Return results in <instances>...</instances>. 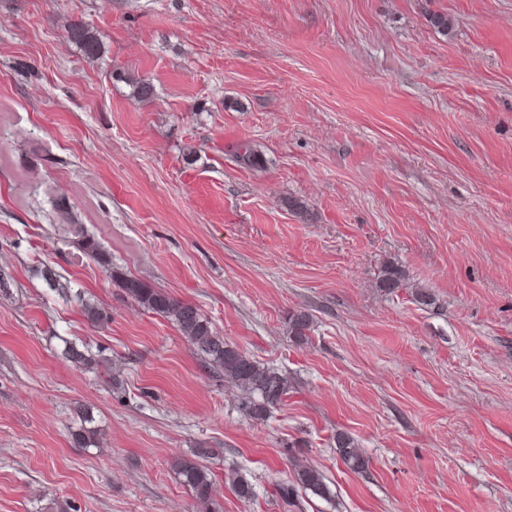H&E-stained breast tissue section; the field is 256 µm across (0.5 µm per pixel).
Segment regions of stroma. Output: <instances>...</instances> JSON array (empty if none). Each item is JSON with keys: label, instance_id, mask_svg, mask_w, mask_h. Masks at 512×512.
Segmentation results:
<instances>
[{"label": "stroma", "instance_id": "35a3bbf8", "mask_svg": "<svg viewBox=\"0 0 512 512\" xmlns=\"http://www.w3.org/2000/svg\"><path fill=\"white\" fill-rule=\"evenodd\" d=\"M0 273V512H198L171 461L199 448L224 512H285L298 464L334 493L301 512H512V0H0ZM123 276L286 372V401L250 419ZM66 33L70 42L75 44L87 58H96L100 55L103 37L89 25L83 22L70 23ZM312 327V319L306 311L296 310L288 315V332L299 342L306 341ZM75 414L80 421V427L71 433L75 447L90 448L96 447L97 430L94 426L93 411L85 406H77ZM336 450L343 463L352 470H360L365 466L363 456L356 449L354 440L346 433H336Z\"/></svg>", "mask_w": 512, "mask_h": 512}]
</instances>
